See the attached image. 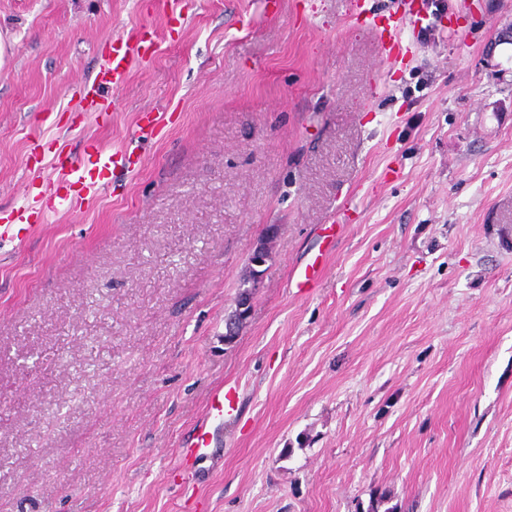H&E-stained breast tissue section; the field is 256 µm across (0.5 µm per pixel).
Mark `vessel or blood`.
Returning <instances> with one entry per match:
<instances>
[{"label":"vessel or blood","instance_id":"obj_1","mask_svg":"<svg viewBox=\"0 0 512 512\" xmlns=\"http://www.w3.org/2000/svg\"><path fill=\"white\" fill-rule=\"evenodd\" d=\"M352 15L359 26L377 28L387 32L388 41L380 46L383 58L399 56L401 43L394 35L404 24L420 28L430 24L426 0H405L403 12L377 14L366 8L364 0H352ZM159 33L155 30L138 29L134 34L114 38L100 54V63L94 77L83 85V99L91 112L108 108L107 91L121 89L126 83L134 63L148 60L149 49ZM164 126V114L150 110L137 120L135 135L140 139L158 136ZM134 152L130 149L107 150L97 141H88L83 157L74 159L55 155L51 163L57 176L38 194L35 204L0 210V239L9 236H24L45 224L49 213L62 209H74L83 200L92 198L108 182L115 171H125L134 163ZM325 268L324 256L294 271L292 281L295 288L304 289L314 285ZM236 389L231 385H218L210 393L202 424L190 442L185 443L181 457L187 462H197L208 455L211 443L208 423L223 422L226 414L235 409Z\"/></svg>","mask_w":512,"mask_h":512}]
</instances>
